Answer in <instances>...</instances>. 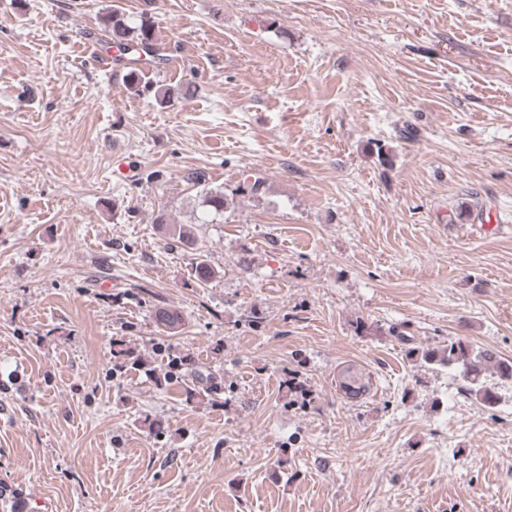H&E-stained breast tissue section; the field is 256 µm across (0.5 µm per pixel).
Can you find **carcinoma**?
<instances>
[{"instance_id": "cac0c4a2", "label": "carcinoma", "mask_w": 512, "mask_h": 512, "mask_svg": "<svg viewBox=\"0 0 512 512\" xmlns=\"http://www.w3.org/2000/svg\"><path fill=\"white\" fill-rule=\"evenodd\" d=\"M104 32L108 38L107 45L113 40L120 42L123 51L145 52L153 60H161L155 35V24L152 17L146 13L140 15L136 23H131L118 10L107 14L104 23ZM201 204L205 211L214 216L224 215L227 197L222 188L205 187L201 190ZM191 275L199 283H207L218 275V271L205 259H199L193 266ZM153 317L158 326L169 333L177 332L183 324V316L176 310L160 306L154 309ZM387 334L405 346L406 355L418 358L422 364L438 371L452 372L460 370L463 379L469 385V392L482 405L493 407L501 400V394L496 384H507L512 388V361L503 359L490 348L476 349L463 337H450L448 341L433 347L414 346V337L402 330L400 325H391ZM112 374H125L136 370L145 364L140 353L130 348L122 347L117 340H112ZM153 354L160 358L159 373L156 384L170 386L178 384L192 395L194 379L198 378L199 371L195 367L192 356L184 354L168 344L155 345ZM493 369L497 383L487 382V370ZM288 389L295 393V398L289 404L304 408L307 405L308 389L292 378L287 382ZM336 386L349 398H356L366 394L369 389V380L363 372L353 365L341 370L337 375Z\"/></svg>"}]
</instances>
